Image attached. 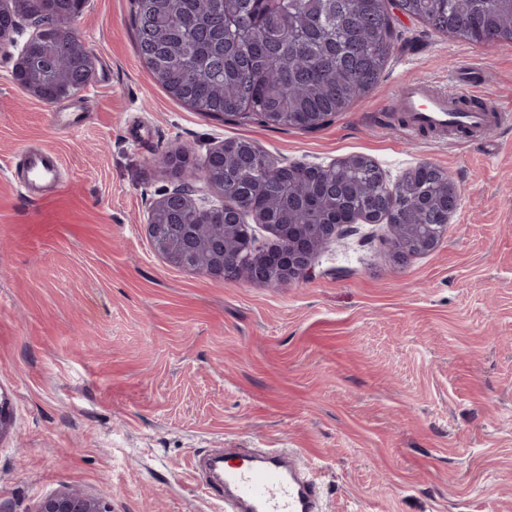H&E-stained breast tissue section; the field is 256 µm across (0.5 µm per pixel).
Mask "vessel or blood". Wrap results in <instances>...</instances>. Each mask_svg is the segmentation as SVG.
Here are the masks:
<instances>
[{"label": "vessel or blood", "mask_w": 512, "mask_h": 512, "mask_svg": "<svg viewBox=\"0 0 512 512\" xmlns=\"http://www.w3.org/2000/svg\"><path fill=\"white\" fill-rule=\"evenodd\" d=\"M482 82L475 71L466 77L454 74L446 87L415 81L400 89L396 105L413 114L420 125L457 122L481 128L498 118L500 105L490 99L485 110L465 112L461 104L480 97ZM21 162L17 186L23 195L34 197L42 188L59 183L60 159L54 151L29 147L23 150ZM320 488L317 472H300L287 450L274 448L263 463L225 465L221 480L205 484L204 491L218 496L222 512H320Z\"/></svg>", "instance_id": "1"}]
</instances>
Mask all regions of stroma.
<instances>
[{
	"label": "stroma",
	"mask_w": 512,
	"mask_h": 512,
	"mask_svg": "<svg viewBox=\"0 0 512 512\" xmlns=\"http://www.w3.org/2000/svg\"><path fill=\"white\" fill-rule=\"evenodd\" d=\"M131 0H86L73 30L95 77L47 106L14 79L20 24L0 53V512L69 489L109 512H217L208 454L295 448L319 470L323 512H512V44H471L397 15L378 85L314 132L232 123L169 96L140 62ZM483 70L508 119L477 138L404 137L403 83ZM87 113L64 135L51 114ZM278 163L372 159L387 183L429 164L461 188L432 252L397 261L386 224H352L307 275L220 284L169 264L147 232L165 190L204 194L224 139ZM64 165L23 198L22 149ZM191 150L194 168L162 156Z\"/></svg>",
	"instance_id": "stroma-1"
}]
</instances>
